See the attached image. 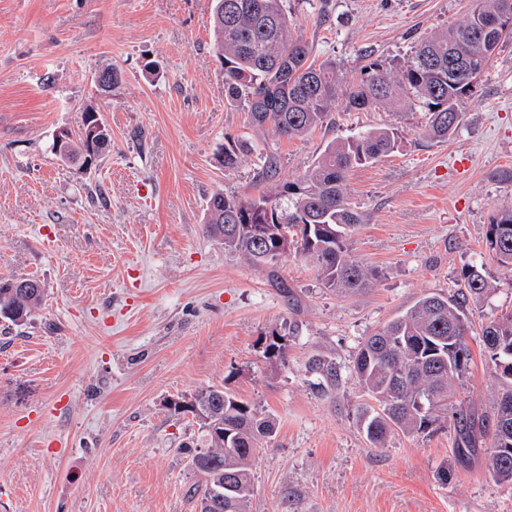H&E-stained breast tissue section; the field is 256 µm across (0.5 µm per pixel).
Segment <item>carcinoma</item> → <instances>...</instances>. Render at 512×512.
<instances>
[{
    "mask_svg": "<svg viewBox=\"0 0 512 512\" xmlns=\"http://www.w3.org/2000/svg\"><path fill=\"white\" fill-rule=\"evenodd\" d=\"M486 21L497 22L487 34L482 27ZM213 22L226 101L246 105L251 129L301 139L328 125L336 101L343 98L353 111L418 106L426 117L420 136L446 140L461 123L460 101L512 35V0H471L464 17L407 57L375 59L357 74L334 60H310L309 43L294 30L283 0H214ZM402 138L397 129H363L331 141L292 182L245 197L217 192L207 203L206 233L221 241L224 250L272 275L292 254L315 265L323 288L338 294L366 292L377 274L350 248L361 218L348 201L347 178L353 169L393 153ZM86 149L83 131L71 133L68 161L83 160ZM487 245L495 261L512 269V206L489 225ZM12 283L0 279V315L23 323L43 293L15 295ZM490 294L481 267L471 265L460 293L424 294L364 339L351 376L371 399L358 409L356 424L372 447H385L398 432H423L448 411L454 380L471 359L467 305ZM481 336L498 383L494 412L488 416L461 404L454 407L456 456L463 461L477 454L489 435L488 470L497 479L512 481V453L503 454L512 448V311L482 326ZM306 371L326 397L344 380L335 358L322 353L308 360ZM191 401L222 425L220 431L203 425L208 451L191 460L201 476L193 488L198 512H248L252 459L275 435V420L222 386L202 388Z\"/></svg>",
    "mask_w": 512,
    "mask_h": 512,
    "instance_id": "1",
    "label": "carcinoma"
}]
</instances>
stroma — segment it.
I'll return each mask as SVG.
<instances>
[{
	"label": "stroma",
	"instance_id": "obj_1",
	"mask_svg": "<svg viewBox=\"0 0 512 512\" xmlns=\"http://www.w3.org/2000/svg\"><path fill=\"white\" fill-rule=\"evenodd\" d=\"M469 4L287 0L313 59L353 72L406 56ZM212 8L0 0V279L45 288L25 325L0 318V512H196L201 423L168 403L207 386L277 421L252 463L250 512H512V481L488 472L491 441L458 461L447 418L371 447L356 382L323 397L305 368L324 352L351 370L366 336L423 294L456 293L481 259L493 293L467 307L471 361L456 399L492 414L481 327L512 310V270L487 259L486 232L512 205V38L446 141L419 137L423 109L352 112L341 99L332 125L304 139L257 137L246 107L224 99ZM107 66L121 80L102 94ZM89 103L112 142L85 169L51 144ZM385 125L403 133L400 148L349 177L361 217L352 249L377 274L372 290L334 295L291 257L272 278L207 236L209 198L252 192L261 156L275 154L281 185L332 139ZM274 331L288 337L286 358L265 352Z\"/></svg>",
	"mask_w": 512,
	"mask_h": 512
}]
</instances>
